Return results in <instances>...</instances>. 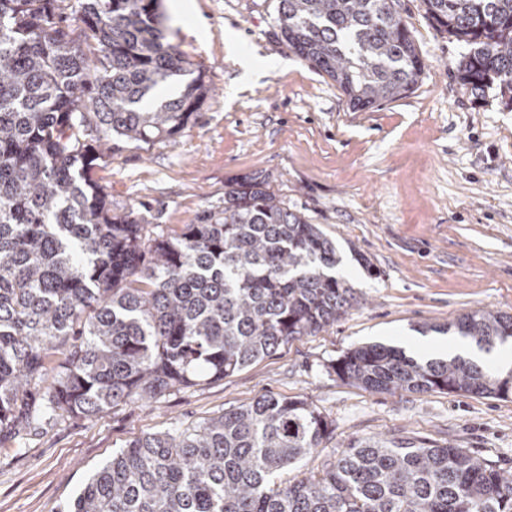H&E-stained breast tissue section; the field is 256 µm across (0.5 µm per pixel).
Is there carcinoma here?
<instances>
[{"instance_id": "carcinoma-1", "label": "carcinoma", "mask_w": 512, "mask_h": 512, "mask_svg": "<svg viewBox=\"0 0 512 512\" xmlns=\"http://www.w3.org/2000/svg\"><path fill=\"white\" fill-rule=\"evenodd\" d=\"M422 2L469 47L461 85L512 104V0ZM158 8L0 0V438L221 380L353 306L333 241L256 176L173 238L112 212L93 179L112 139H171L209 94ZM277 11L289 48L354 109L404 96L426 67L398 0H278ZM188 75L178 96L153 102ZM444 330L491 347L512 339V315L473 310ZM333 369L371 392L512 393V371L377 345ZM331 434L313 403L265 394L129 442L63 512H512V472L452 444L359 440L277 485Z\"/></svg>"}]
</instances>
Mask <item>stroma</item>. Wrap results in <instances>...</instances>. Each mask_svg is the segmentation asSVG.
I'll return each mask as SVG.
<instances>
[{
    "instance_id": "35a3bbf8",
    "label": "stroma",
    "mask_w": 512,
    "mask_h": 512,
    "mask_svg": "<svg viewBox=\"0 0 512 512\" xmlns=\"http://www.w3.org/2000/svg\"><path fill=\"white\" fill-rule=\"evenodd\" d=\"M159 12L167 40L200 70L209 96L174 139L113 140L95 178L114 211L164 233L224 208V187L262 176L333 239L336 274L356 303L325 331L201 386L64 418L0 440V512H63L128 442L174 432L272 393L312 402L332 423L328 447L281 470L287 486L367 438L453 444L512 471V398L441 391L372 393L331 365L348 349L405 348L480 308L512 315V108L474 98L456 77L467 48L437 31L422 0H399L426 67L405 97L352 109L327 75L289 49L277 0H181ZM285 60L287 68L274 67ZM262 71L243 83L241 62Z\"/></svg>"
}]
</instances>
